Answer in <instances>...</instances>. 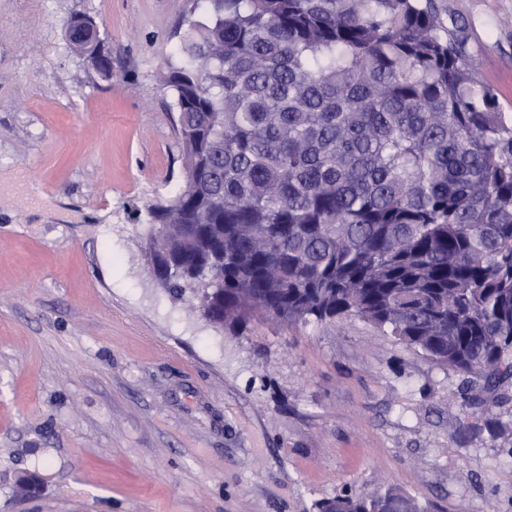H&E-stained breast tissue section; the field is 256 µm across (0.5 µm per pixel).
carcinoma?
<instances>
[{
    "label": "carcinoma",
    "mask_w": 512,
    "mask_h": 512,
    "mask_svg": "<svg viewBox=\"0 0 512 512\" xmlns=\"http://www.w3.org/2000/svg\"><path fill=\"white\" fill-rule=\"evenodd\" d=\"M160 74L186 185L149 256L217 329L357 316L512 376V116L437 0H204ZM317 512H427L387 486Z\"/></svg>",
    "instance_id": "1"
}]
</instances>
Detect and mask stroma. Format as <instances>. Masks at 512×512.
I'll use <instances>...</instances> for the list:
<instances>
[{"mask_svg": "<svg viewBox=\"0 0 512 512\" xmlns=\"http://www.w3.org/2000/svg\"><path fill=\"white\" fill-rule=\"evenodd\" d=\"M439 3L512 113V0ZM76 15L111 79L70 44ZM190 16L203 0H0V512H315L381 486L512 512L487 427L512 421V377L471 406L482 380L366 321L233 335L151 276L134 212L185 183L159 73ZM69 26L75 33L77 30L81 29L77 32L79 35H90L91 38L95 35V41L100 42V44H95L99 47V50L102 53H106L110 57L112 65V46H109L107 42H104V40L100 38L99 30L95 23L84 17L74 16L71 18ZM96 49L97 48H94L91 54L94 55V68L102 77L108 79V74L111 67L110 62L107 59L101 57L100 54L96 55Z\"/></svg>", "mask_w": 512, "mask_h": 512, "instance_id": "35a3bbf8", "label": "stroma"}]
</instances>
